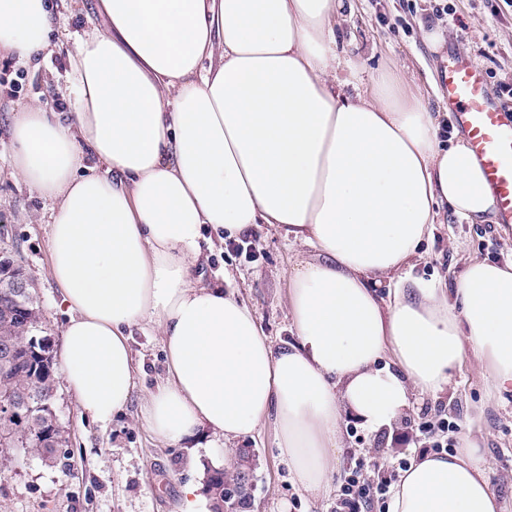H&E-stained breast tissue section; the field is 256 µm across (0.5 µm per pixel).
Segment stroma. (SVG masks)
I'll return each instance as SVG.
<instances>
[{"label": "stroma", "mask_w": 512, "mask_h": 512, "mask_svg": "<svg viewBox=\"0 0 512 512\" xmlns=\"http://www.w3.org/2000/svg\"><path fill=\"white\" fill-rule=\"evenodd\" d=\"M447 2L448 13L432 14ZM56 44L33 68L0 57V259L20 267L33 285L41 310L40 331L59 347L67 316L50 274L48 233L50 204L8 174L13 152L12 118L33 100L58 94L72 83L69 56L95 10V0H51ZM445 34L440 47L427 35ZM340 38L363 67L362 81L371 84L380 71L399 63L413 90L421 92L430 112L441 109L439 75L449 52L467 54L486 69L490 88L512 85V0H354ZM498 103L512 97L498 93ZM248 255L231 246L208 254L205 276L234 292L254 313L274 344L293 341L286 314L288 273L301 260L316 259L315 250L288 244L264 230L247 238ZM501 263L512 259V224H440L422 245L413 267L393 273V280L421 278L447 285L450 270L468 259ZM140 366L137 387L126 410L103 424L80 410L65 380H58L54 407L65 439L64 457L56 462L12 449L13 461L0 467V512H181L182 486L205 479L204 461L191 455L193 446L213 444L199 433L195 442L168 446L143 421L146 398L166 373V358L157 333L135 330L132 342ZM485 375L464 361L453 384L433 396L413 397L392 431L371 433L346 417L340 471L366 460V472L377 478L398 460L423 454L433 425L455 422L452 441H460L471 422H478L482 462L490 473L501 512H512V394L487 401ZM236 456L251 472L252 489L241 512H331L336 489L315 497L296 483L281 458L272 425L238 440Z\"/></svg>", "instance_id": "35a3bbf8"}]
</instances>
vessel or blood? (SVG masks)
Wrapping results in <instances>:
<instances>
[{"mask_svg":"<svg viewBox=\"0 0 512 512\" xmlns=\"http://www.w3.org/2000/svg\"><path fill=\"white\" fill-rule=\"evenodd\" d=\"M441 101L484 170L500 223L512 224V113L492 101L484 71L460 54L451 55L444 67Z\"/></svg>","mask_w":512,"mask_h":512,"instance_id":"obj_1","label":"vessel or blood"}]
</instances>
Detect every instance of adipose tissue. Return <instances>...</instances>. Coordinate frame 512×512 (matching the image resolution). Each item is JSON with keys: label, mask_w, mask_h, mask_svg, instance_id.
Returning a JSON list of instances; mask_svg holds the SVG:
<instances>
[{"label": "adipose tissue", "mask_w": 512, "mask_h": 512, "mask_svg": "<svg viewBox=\"0 0 512 512\" xmlns=\"http://www.w3.org/2000/svg\"><path fill=\"white\" fill-rule=\"evenodd\" d=\"M343 0H96L71 57L67 120L15 113L11 174L52 202L50 272L68 318L60 357L81 410L129 404L134 328L156 330L167 375L145 420L162 442L273 423L310 494L329 489L354 416L392 428L411 392L452 383L465 359L489 398L512 391V261L471 259L452 289L373 288L421 255L447 217L489 224L497 201L466 139L446 144L400 69L359 90L338 50ZM48 0H0V55L51 47ZM317 248L288 277L293 342L273 346L234 293L210 285L201 240L261 226ZM477 438L425 454L387 512H498Z\"/></svg>", "instance_id": "obj_1"}]
</instances>
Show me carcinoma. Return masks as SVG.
<instances>
[{
	"instance_id": "cac0c4a2",
	"label": "carcinoma",
	"mask_w": 512,
	"mask_h": 512,
	"mask_svg": "<svg viewBox=\"0 0 512 512\" xmlns=\"http://www.w3.org/2000/svg\"><path fill=\"white\" fill-rule=\"evenodd\" d=\"M39 317L34 305L17 306L0 294V351L9 346L13 354L0 360V400L18 398L12 418H0V465L11 462L8 449L21 448L44 459H53L62 446L54 397L57 367L47 356L51 345L37 334ZM206 491L212 512H221L224 502V469L207 468Z\"/></svg>"
}]
</instances>
